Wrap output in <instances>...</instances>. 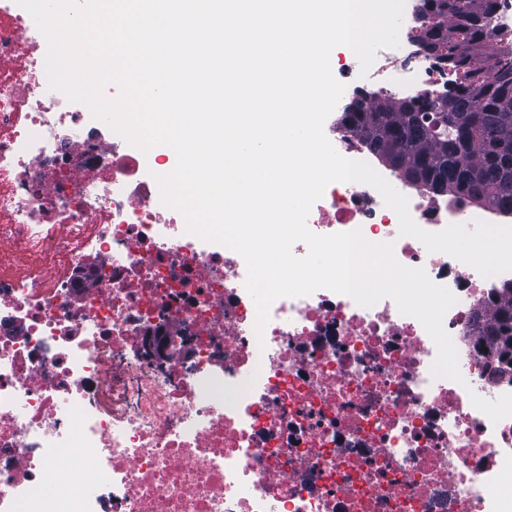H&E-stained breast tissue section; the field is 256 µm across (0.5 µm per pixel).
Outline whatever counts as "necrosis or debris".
Segmentation results:
<instances>
[{
    "instance_id": "necrosis-or-debris-1",
    "label": "necrosis or debris",
    "mask_w": 512,
    "mask_h": 512,
    "mask_svg": "<svg viewBox=\"0 0 512 512\" xmlns=\"http://www.w3.org/2000/svg\"><path fill=\"white\" fill-rule=\"evenodd\" d=\"M14 2L0 0V512H512V417L471 402L512 393L472 333L512 271L428 252L372 186L334 182L309 229L394 242L447 286L463 382L432 376L433 340L389 298L283 297L256 333L243 258L164 216L140 152L48 89L43 36ZM421 7L408 51L371 73L386 99L458 81L420 53ZM325 134L426 231L512 225L408 184L351 129Z\"/></svg>"
}]
</instances>
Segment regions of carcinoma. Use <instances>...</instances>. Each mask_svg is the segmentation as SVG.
I'll return each instance as SVG.
<instances>
[{
  "instance_id": "1",
  "label": "carcinoma",
  "mask_w": 512,
  "mask_h": 512,
  "mask_svg": "<svg viewBox=\"0 0 512 512\" xmlns=\"http://www.w3.org/2000/svg\"><path fill=\"white\" fill-rule=\"evenodd\" d=\"M432 19L425 39L436 40V59L468 67L490 0H423ZM481 82L464 74L462 85L418 111L414 102H389L373 94L345 108L342 122L360 142L407 180L440 195L465 196L512 212V59ZM477 340L489 353L508 355L512 292L497 295L490 318L477 322Z\"/></svg>"
}]
</instances>
